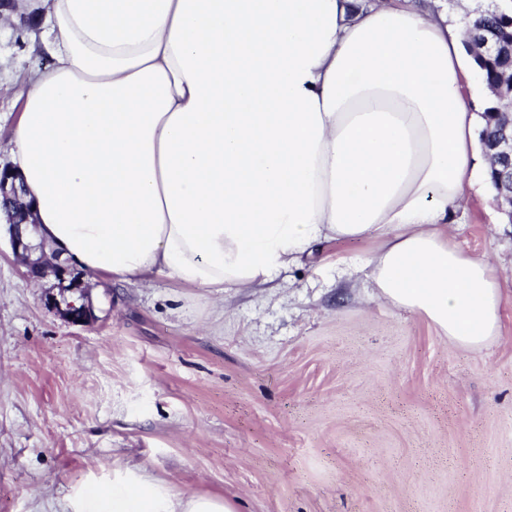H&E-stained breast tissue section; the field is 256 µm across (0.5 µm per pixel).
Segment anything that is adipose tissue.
<instances>
[{"label":"adipose tissue","mask_w":512,"mask_h":512,"mask_svg":"<svg viewBox=\"0 0 512 512\" xmlns=\"http://www.w3.org/2000/svg\"><path fill=\"white\" fill-rule=\"evenodd\" d=\"M52 63L11 141L32 219L87 272L223 291L367 242L373 298L465 348L492 263L448 227L479 169L463 23L397 0H34ZM69 512H234L139 478Z\"/></svg>","instance_id":"adipose-tissue-1"}]
</instances>
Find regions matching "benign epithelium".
Listing matches in <instances>:
<instances>
[{
	"mask_svg": "<svg viewBox=\"0 0 512 512\" xmlns=\"http://www.w3.org/2000/svg\"><path fill=\"white\" fill-rule=\"evenodd\" d=\"M493 151L503 158H512V120L502 126ZM16 180L17 175L11 171L0 172V198L9 201L15 212L9 222L13 252L24 262L32 278L54 277L58 293L46 295L48 304L73 322L91 321L92 310L81 286L83 273L70 265L53 262L43 253L42 243L36 239L37 225L30 221L31 205L22 200L24 185L16 184Z\"/></svg>",
	"mask_w": 512,
	"mask_h": 512,
	"instance_id": "1",
	"label": "benign epithelium"
}]
</instances>
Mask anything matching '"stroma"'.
Listing matches in <instances>:
<instances>
[{
    "label": "stroma",
    "mask_w": 512,
    "mask_h": 512,
    "mask_svg": "<svg viewBox=\"0 0 512 512\" xmlns=\"http://www.w3.org/2000/svg\"><path fill=\"white\" fill-rule=\"evenodd\" d=\"M44 30L0 26V169ZM452 234L506 293L480 349L341 274L359 243L224 293L87 273L82 324L1 233L0 512H62L131 470L235 512H512V224L479 183Z\"/></svg>",
    "instance_id": "35a3bbf8"
}]
</instances>
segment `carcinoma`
<instances>
[{"mask_svg":"<svg viewBox=\"0 0 512 512\" xmlns=\"http://www.w3.org/2000/svg\"><path fill=\"white\" fill-rule=\"evenodd\" d=\"M468 50L482 70L483 79L493 99L485 112L498 116L486 120L482 130L485 151H490L497 138L503 113L508 107V94L512 90V13L488 7L467 15Z\"/></svg>","mask_w":512,"mask_h":512,"instance_id":"cac0c4a2","label":"carcinoma"}]
</instances>
